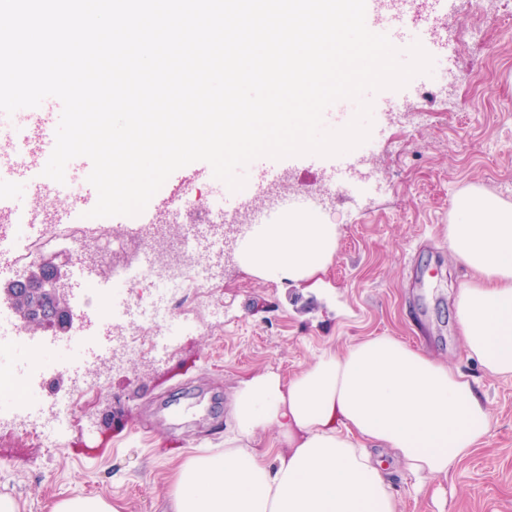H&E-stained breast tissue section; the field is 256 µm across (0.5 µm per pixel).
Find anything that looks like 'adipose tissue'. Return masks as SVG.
<instances>
[{"mask_svg":"<svg viewBox=\"0 0 512 512\" xmlns=\"http://www.w3.org/2000/svg\"><path fill=\"white\" fill-rule=\"evenodd\" d=\"M331 224L266 225L245 251L264 272L296 276L330 255ZM448 249L473 277L455 309L469 357L512 377V205L480 188L460 193ZM224 451L178 469L171 512H400L380 452L423 480L449 470L489 433L492 418L461 370L383 334L320 351L282 380L259 373L234 393ZM274 430L277 448H253Z\"/></svg>","mask_w":512,"mask_h":512,"instance_id":"1","label":"adipose tissue"}]
</instances>
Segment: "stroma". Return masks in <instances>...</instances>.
Wrapping results in <instances>:
<instances>
[{"label":"stroma","mask_w":512,"mask_h":512,"mask_svg":"<svg viewBox=\"0 0 512 512\" xmlns=\"http://www.w3.org/2000/svg\"><path fill=\"white\" fill-rule=\"evenodd\" d=\"M424 11L448 30L428 35L424 50L444 59L446 79L414 76L403 88L368 94L379 113L369 151L354 148L352 180L359 194L333 180L327 158L295 156L279 168L273 192L254 191L258 169L242 173L241 224L277 209L286 222L288 198L320 197L309 217L337 229L335 248L314 273L296 279L255 271L232 250L215 269L211 304L185 289L170 305V324L195 322L163 352L132 354L89 390L102 370L89 361L62 370L61 336L39 335L31 356L56 373L50 392L73 395L64 444L48 448L16 426L0 427V495L19 512H52L65 498L101 497L122 512H167L177 469L195 450H224L231 404L240 382L274 372L289 379L327 346L344 349L391 334L448 362L475 380L492 427L447 477L416 483L401 466L388 479L401 512H512V377L487 374L468 357L454 299L471 276L448 249L455 196L477 186L512 203V0H447ZM215 196L211 166L197 161L173 172L153 196L163 213L182 182Z\"/></svg>","instance_id":"stroma-1"}]
</instances>
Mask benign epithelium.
Returning a JSON list of instances; mask_svg holds the SVG:
<instances>
[{"label": "benign epithelium", "mask_w": 512, "mask_h": 512, "mask_svg": "<svg viewBox=\"0 0 512 512\" xmlns=\"http://www.w3.org/2000/svg\"><path fill=\"white\" fill-rule=\"evenodd\" d=\"M70 261L68 253L41 257L0 292L28 333L64 334L71 329L74 318L68 303L70 288L66 279V266Z\"/></svg>", "instance_id": "1"}]
</instances>
